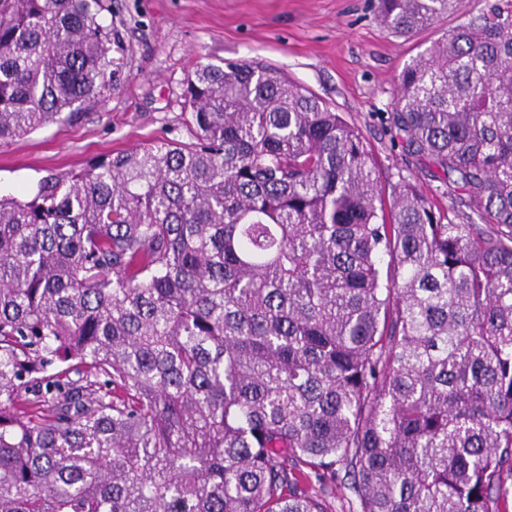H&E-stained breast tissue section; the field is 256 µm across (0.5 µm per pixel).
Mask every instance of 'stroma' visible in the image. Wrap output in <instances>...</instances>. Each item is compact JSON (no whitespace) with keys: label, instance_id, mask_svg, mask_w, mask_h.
I'll list each match as a JSON object with an SVG mask.
<instances>
[{"label":"stroma","instance_id":"35a3bbf8","mask_svg":"<svg viewBox=\"0 0 512 512\" xmlns=\"http://www.w3.org/2000/svg\"><path fill=\"white\" fill-rule=\"evenodd\" d=\"M475 6L463 0L459 11L405 39L384 26L374 0H112L123 45L117 87L71 121L0 146V192L23 193L49 172L76 171L147 141H194L188 76L202 63L254 61L280 69L353 123L383 187L409 176L423 193L459 207L408 153L392 113L404 64Z\"/></svg>","mask_w":512,"mask_h":512}]
</instances>
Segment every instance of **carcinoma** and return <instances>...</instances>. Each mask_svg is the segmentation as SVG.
<instances>
[{"label": "carcinoma", "mask_w": 512, "mask_h": 512, "mask_svg": "<svg viewBox=\"0 0 512 512\" xmlns=\"http://www.w3.org/2000/svg\"><path fill=\"white\" fill-rule=\"evenodd\" d=\"M459 0H377L409 37ZM110 0H0V145L111 93ZM471 213L258 63L197 66L196 142L0 193V512H512V0L398 74ZM316 483L310 482V477Z\"/></svg>", "instance_id": "carcinoma-1"}]
</instances>
